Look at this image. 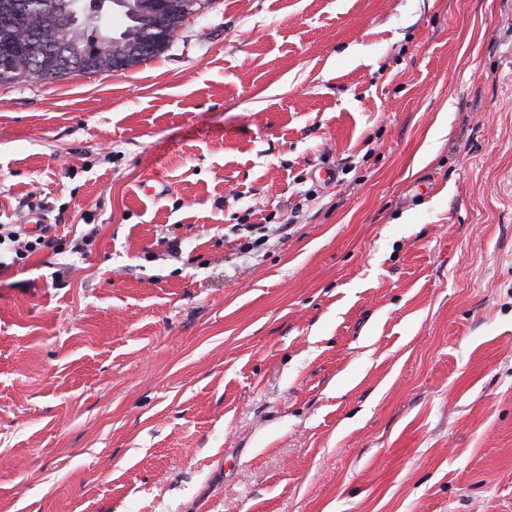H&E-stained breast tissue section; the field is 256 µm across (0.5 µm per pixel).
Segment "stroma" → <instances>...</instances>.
<instances>
[{
    "label": "stroma",
    "instance_id": "obj_1",
    "mask_svg": "<svg viewBox=\"0 0 512 512\" xmlns=\"http://www.w3.org/2000/svg\"><path fill=\"white\" fill-rule=\"evenodd\" d=\"M201 3L0 83V512H512V0ZM173 1L175 0H150L143 3L141 16L148 28L156 30H147L146 27L143 26L128 25L120 34V37L125 38L127 41H137L151 37L160 43L165 39L167 34L175 36L179 28L174 27L170 22ZM174 28L177 30L173 31ZM160 30H164L166 35ZM73 46L74 44L71 41L70 34H65L63 31L52 26H42L34 31L30 50L34 49L38 58L52 57L54 59L61 57L63 54L69 57V61L73 60L77 62L76 64L69 63L68 65L70 67H76L77 69L81 68L83 65L99 63L105 57L112 54L113 70H115L113 64L120 65L123 63L126 65L131 60L140 59L155 50V44L153 42L145 41L116 48L101 40L91 43L90 46L84 45L76 47V51H74ZM112 69L102 68L93 70L87 74L111 72ZM15 224H1L0 225V245L6 241V239L12 244L11 253H14L15 257L12 258V262L8 263L5 260H2V251L0 253V269L6 268L12 265L15 262V258L23 259L28 256L29 252H33L37 246L40 247H50L53 242L51 240H46V236L44 235H27L28 229L26 228V224H21L19 226H23L19 229L15 228ZM22 235H27V239L23 238ZM232 230L236 232L246 230L250 233V235L245 236L247 242L242 245V250L245 251V253L259 252L268 241L269 235L266 233L267 227L264 224H233ZM252 234L258 236L253 238L251 237Z\"/></svg>",
    "mask_w": 512,
    "mask_h": 512
}]
</instances>
